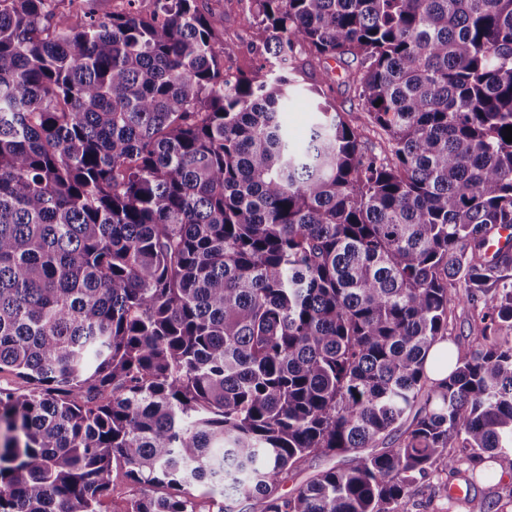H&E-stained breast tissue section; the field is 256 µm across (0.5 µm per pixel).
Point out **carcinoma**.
Segmentation results:
<instances>
[{
    "instance_id": "carcinoma-1",
    "label": "carcinoma",
    "mask_w": 512,
    "mask_h": 512,
    "mask_svg": "<svg viewBox=\"0 0 512 512\" xmlns=\"http://www.w3.org/2000/svg\"><path fill=\"white\" fill-rule=\"evenodd\" d=\"M70 2L0 0V512H111L117 468L121 512H409L512 467V0H249L250 73L198 0ZM304 52L358 116L299 147ZM310 456L347 463L280 493ZM448 338L456 340L460 345H467L471 338L467 324V315L457 307L448 320ZM437 483L438 479L434 477L429 483L425 482L418 486L416 494L409 504L410 512H467L466 510L468 509L458 505L451 506L440 495H434L428 485H435Z\"/></svg>"
}]
</instances>
